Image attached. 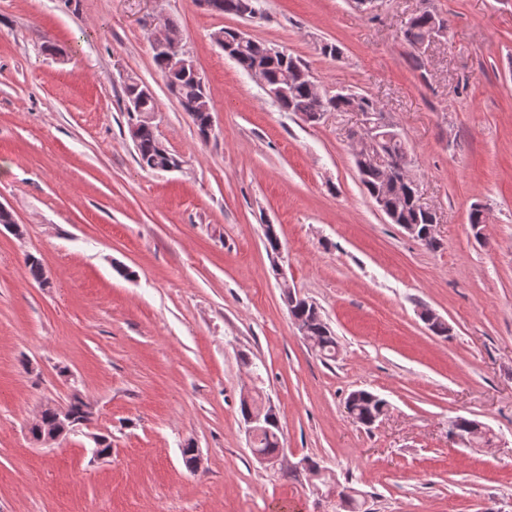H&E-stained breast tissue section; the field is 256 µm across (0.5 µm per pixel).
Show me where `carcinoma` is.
<instances>
[{
    "mask_svg": "<svg viewBox=\"0 0 512 512\" xmlns=\"http://www.w3.org/2000/svg\"><path fill=\"white\" fill-rule=\"evenodd\" d=\"M436 24L447 27L445 20L423 9L409 19L403 31V38L410 47L416 49L424 44ZM239 35L240 32L226 28L212 33V37L218 44L230 49V58L244 71L259 67L264 73L269 88L287 89L285 96L275 100L282 111L292 112L301 117L324 111L348 112L354 106L364 112L381 111L378 102L367 95L338 92L329 98L319 97L313 91L312 82L308 78L309 68L306 64L290 54L280 56L273 53L272 47L263 42L251 39L243 43L239 40ZM153 61L168 89L197 128L200 137L204 140L208 139L205 127L213 111V101L204 79L197 77L189 67L173 71L156 55L153 56ZM123 95L128 100L140 99L145 112L157 111V102L152 92L143 84L124 85ZM129 134L136 150L137 163L142 169L164 171L180 162V158L169 152L159 141L151 122L145 119L136 120L129 125ZM374 154L385 158V162L382 163L373 157L355 161L360 182L367 194L375 203L383 202L385 207L393 212L392 223L402 226L413 224L418 231H423L425 225L431 223L430 217L409 203L408 191L412 190V187L395 180L390 165V162L400 160L407 155L399 130L395 128L388 131L387 137L378 143ZM284 299L292 317L311 322L313 334L310 345L312 348L326 359L336 358V337L323 319L318 307L304 299H294L288 295L284 296ZM346 406L352 417L364 423L388 410V404L384 399L367 390L350 393ZM66 411L75 425L89 421L88 405L77 395L73 396L66 405ZM60 420L62 416L57 407L48 405L41 411L40 418L30 424L29 433L33 438L38 439L58 427ZM251 445L254 452L276 451L282 445L280 428L273 423L266 424L254 435Z\"/></svg>",
    "mask_w": 512,
    "mask_h": 512,
    "instance_id": "cac0c4a2",
    "label": "carcinoma"
}]
</instances>
